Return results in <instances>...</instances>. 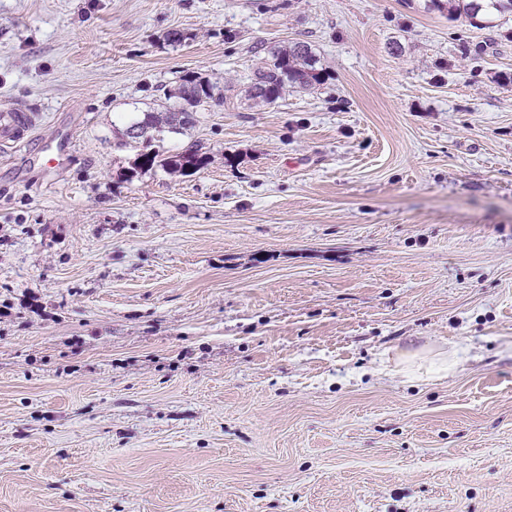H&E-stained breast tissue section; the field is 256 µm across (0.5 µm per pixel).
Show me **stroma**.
Returning <instances> with one entry per match:
<instances>
[{
  "label": "stroma",
  "instance_id": "35a3bbf8",
  "mask_svg": "<svg viewBox=\"0 0 512 512\" xmlns=\"http://www.w3.org/2000/svg\"><path fill=\"white\" fill-rule=\"evenodd\" d=\"M189 72L208 165L126 180ZM4 103L0 512H512V13L0 0ZM271 64L255 70L248 96L257 104L272 105L289 87L311 89L324 84L325 72L306 42H290L269 50Z\"/></svg>",
  "mask_w": 512,
  "mask_h": 512
}]
</instances>
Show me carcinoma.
Instances as JSON below:
<instances>
[{
	"instance_id": "carcinoma-1",
	"label": "carcinoma",
	"mask_w": 512,
	"mask_h": 512,
	"mask_svg": "<svg viewBox=\"0 0 512 512\" xmlns=\"http://www.w3.org/2000/svg\"><path fill=\"white\" fill-rule=\"evenodd\" d=\"M512 12V0H448V14L463 13L470 19H486L495 12ZM271 64L255 70L248 96L258 104L272 105L288 87L311 89L325 81L319 59L306 42H290L269 50ZM167 106L160 112H135L126 117L125 128L134 127L144 141V151L135 158L123 176L130 181L139 172L161 168L169 173L186 174L204 168L208 156L198 146L175 155L164 149L168 134H181L195 121L199 107L224 103V92L211 80L187 74L172 90L165 92Z\"/></svg>"
}]
</instances>
